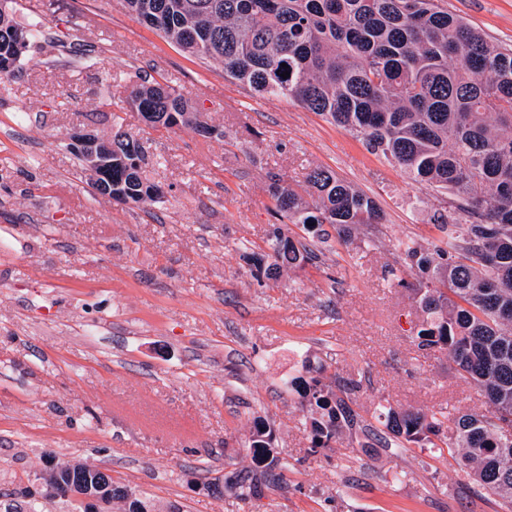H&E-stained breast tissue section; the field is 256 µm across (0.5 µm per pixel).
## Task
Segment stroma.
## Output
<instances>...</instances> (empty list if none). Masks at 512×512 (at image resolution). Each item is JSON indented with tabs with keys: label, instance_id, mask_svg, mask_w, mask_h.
Masks as SVG:
<instances>
[{
	"label": "stroma",
	"instance_id": "1",
	"mask_svg": "<svg viewBox=\"0 0 512 512\" xmlns=\"http://www.w3.org/2000/svg\"><path fill=\"white\" fill-rule=\"evenodd\" d=\"M491 39L512 44V0H448ZM14 20L41 36L0 84V512L41 492L48 465L80 462L147 493L161 512H505L450 456L362 447L344 435L312 451L303 412L281 386L305 357L361 379L356 411L490 413L447 353L419 350L413 291L394 285L396 240L431 246L444 204L300 105L260 99L222 66L141 25L123 0H16ZM150 77L183 93L220 140L179 126L149 131L126 102ZM24 126H16L17 114ZM146 140L160 212L93 194L72 137ZM336 173L374 198L378 227L331 238L321 262L252 278L245 255L268 251L269 189ZM271 424L287 485L243 502L204 487L193 467L252 464L254 417ZM402 481H393V473Z\"/></svg>",
	"mask_w": 512,
	"mask_h": 512
}]
</instances>
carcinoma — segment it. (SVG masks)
Wrapping results in <instances>:
<instances>
[{
  "instance_id": "1",
  "label": "carcinoma",
  "mask_w": 512,
  "mask_h": 512,
  "mask_svg": "<svg viewBox=\"0 0 512 512\" xmlns=\"http://www.w3.org/2000/svg\"><path fill=\"white\" fill-rule=\"evenodd\" d=\"M14 0H0V82L9 78L39 30L18 27ZM144 26L197 58L224 67L225 77L260 97L296 101L349 132L372 153L433 187L451 204L425 247L412 238L395 245L397 285L412 284L424 314L415 341L420 350H444L459 375L477 384L493 406L489 415L463 412L448 436V413L382 407L378 419L407 448L448 454L465 474L498 495L512 512V46L493 43L441 0H125ZM288 71L290 75L283 76ZM127 103L148 127L169 132L191 125L205 138L224 131L198 120L185 96L156 80L135 86ZM91 188L125 204L162 202L144 176L146 150L116 129L112 150L96 156ZM275 211L302 226L306 240L273 228L272 254L252 253L257 282L276 278L279 262L302 266L328 242L324 225L347 243L359 224H379L376 202L334 172L316 167L305 185L270 189ZM274 261H268V258ZM323 363L307 376L284 380L298 393L311 451L330 448L343 427L359 425L348 400L361 389L352 377L327 379ZM253 467L233 468L206 487L240 500L262 497L283 481L268 423L249 438ZM100 486L124 503L123 512H156L147 495L95 475L84 464L64 466L45 482Z\"/></svg>"
}]
</instances>
